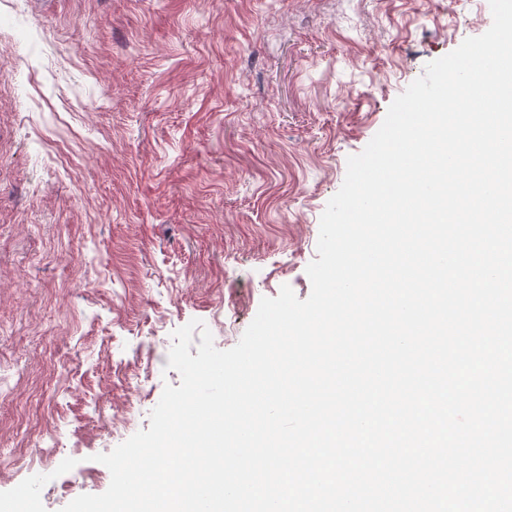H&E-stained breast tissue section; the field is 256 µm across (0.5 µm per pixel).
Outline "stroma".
Returning <instances> with one entry per match:
<instances>
[{
	"mask_svg": "<svg viewBox=\"0 0 512 512\" xmlns=\"http://www.w3.org/2000/svg\"><path fill=\"white\" fill-rule=\"evenodd\" d=\"M489 0H0V512L109 486L173 332L311 293L349 156ZM70 465L48 481L44 446Z\"/></svg>",
	"mask_w": 512,
	"mask_h": 512,
	"instance_id": "1",
	"label": "stroma"
}]
</instances>
